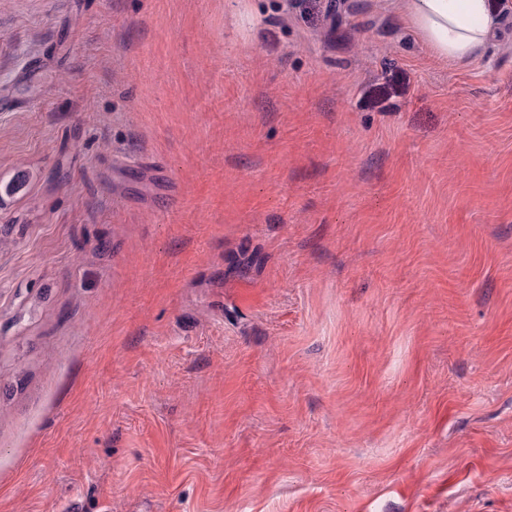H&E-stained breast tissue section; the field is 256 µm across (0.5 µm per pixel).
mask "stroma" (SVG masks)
Wrapping results in <instances>:
<instances>
[{
	"label": "stroma",
	"mask_w": 512,
	"mask_h": 512,
	"mask_svg": "<svg viewBox=\"0 0 512 512\" xmlns=\"http://www.w3.org/2000/svg\"><path fill=\"white\" fill-rule=\"evenodd\" d=\"M491 6L0 0V512H512ZM404 20L433 58L448 64L482 56L498 24L488 0H406Z\"/></svg>",
	"instance_id": "35a3bbf8"
}]
</instances>
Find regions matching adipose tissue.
Returning a JSON list of instances; mask_svg holds the SVG:
<instances>
[{
  "mask_svg": "<svg viewBox=\"0 0 512 512\" xmlns=\"http://www.w3.org/2000/svg\"><path fill=\"white\" fill-rule=\"evenodd\" d=\"M404 19L434 59L451 64L482 56L498 24L488 0H406Z\"/></svg>",
  "mask_w": 512,
  "mask_h": 512,
  "instance_id": "ef3b65f1",
  "label": "adipose tissue"
}]
</instances>
